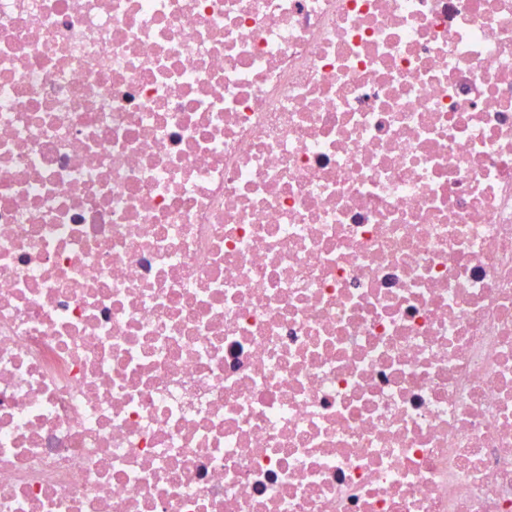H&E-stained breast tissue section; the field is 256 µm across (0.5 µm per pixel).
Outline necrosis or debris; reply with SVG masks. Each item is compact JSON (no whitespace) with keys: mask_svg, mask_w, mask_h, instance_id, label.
<instances>
[{"mask_svg":"<svg viewBox=\"0 0 512 512\" xmlns=\"http://www.w3.org/2000/svg\"><path fill=\"white\" fill-rule=\"evenodd\" d=\"M0 512H512V0H0Z\"/></svg>","mask_w":512,"mask_h":512,"instance_id":"4bbe7bcc","label":"necrosis or debris"}]
</instances>
